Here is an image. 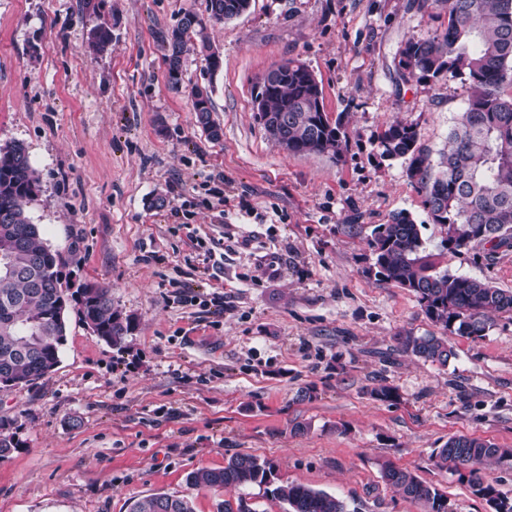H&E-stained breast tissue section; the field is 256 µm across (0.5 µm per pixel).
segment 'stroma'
<instances>
[{
    "mask_svg": "<svg viewBox=\"0 0 512 512\" xmlns=\"http://www.w3.org/2000/svg\"><path fill=\"white\" fill-rule=\"evenodd\" d=\"M410 2L252 0L207 26L222 68L189 52L175 87L162 41L204 0H104L100 55L78 0H0V145L23 143L40 177L28 215L71 280L109 287L135 322L120 351L70 311L56 371L0 392L20 442L0 459V512H128L159 492L217 512L239 492L186 476L236 454L358 512H423L382 481L387 461L441 490L449 512H494L432 454L455 435L512 448V316L481 338L447 336L444 368L398 352L400 332L443 329L343 230L406 211L437 270L512 290V249L440 253L405 163L381 155L400 120L439 161L469 95L458 79L397 76L398 47L439 25ZM291 60L321 81L330 117L345 115L343 161L287 153L259 124L254 84ZM195 85L220 141L197 122ZM381 384L397 399L375 400ZM112 43V27L106 22L100 21L94 25L87 40V49L92 54L104 53Z\"/></svg>",
    "mask_w": 512,
    "mask_h": 512,
    "instance_id": "1",
    "label": "stroma"
}]
</instances>
